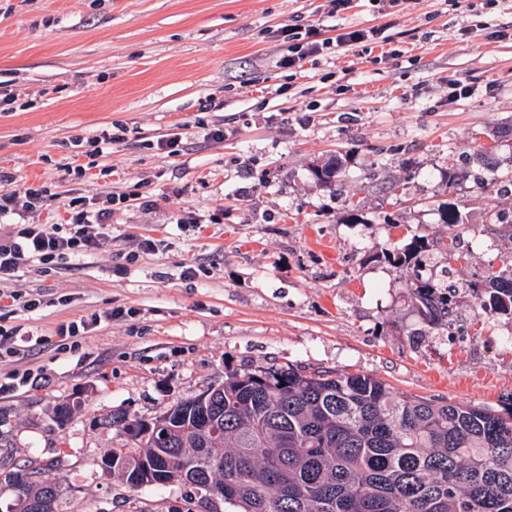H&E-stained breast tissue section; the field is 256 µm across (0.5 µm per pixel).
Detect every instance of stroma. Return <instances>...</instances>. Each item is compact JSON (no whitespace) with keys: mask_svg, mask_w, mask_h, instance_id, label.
<instances>
[{"mask_svg":"<svg viewBox=\"0 0 512 512\" xmlns=\"http://www.w3.org/2000/svg\"><path fill=\"white\" fill-rule=\"evenodd\" d=\"M365 29L346 54L282 67L285 28ZM467 85L449 100L448 83ZM0 194L45 188L24 223L71 199L127 195L99 249L0 291L33 343L0 359V484L46 465L58 512H212L177 482L130 486L102 457L125 442L105 417L151 419L231 370L293 365L364 373L399 396L493 410L512 403V315L481 302L512 270V0H0ZM220 127L222 140L204 138ZM122 142L95 151L101 131ZM178 133L179 155L157 143ZM497 142L496 170L476 153ZM341 159V186L314 166ZM81 165L84 177L71 175ZM463 222L449 232L441 209ZM421 270L385 261L414 237ZM158 240L152 251L143 239ZM454 286L446 327L411 298L414 274ZM124 316L106 320V312ZM100 324H93V317ZM87 320L88 333L56 329ZM71 405L57 425V406Z\"/></svg>","mask_w":512,"mask_h":512,"instance_id":"1","label":"stroma"}]
</instances>
